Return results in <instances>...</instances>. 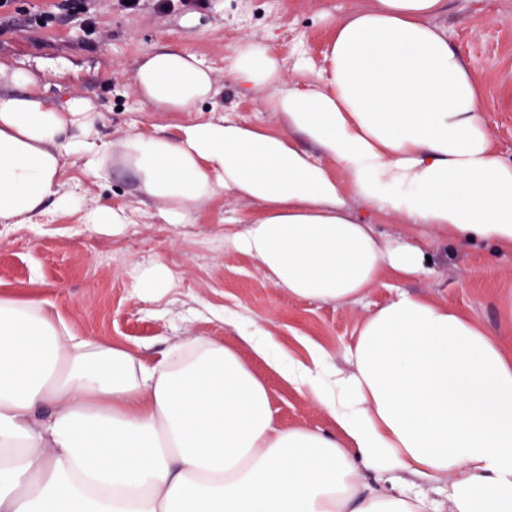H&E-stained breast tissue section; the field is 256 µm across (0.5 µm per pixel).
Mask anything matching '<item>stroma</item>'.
I'll list each match as a JSON object with an SVG mask.
<instances>
[{
  "label": "stroma",
  "instance_id": "1",
  "mask_svg": "<svg viewBox=\"0 0 512 512\" xmlns=\"http://www.w3.org/2000/svg\"><path fill=\"white\" fill-rule=\"evenodd\" d=\"M61 2L11 0L0 11V63L30 70L55 105L75 94L88 99L100 114L97 129L106 142L157 126L173 134L194 116L274 125L259 101L239 93L227 75L236 42L244 36L270 40L292 80L300 60L322 64L337 17L365 0H171L165 9L142 0L135 11L118 0H78L67 9ZM190 11L198 21L188 28L182 19ZM43 13L48 22H39ZM438 23L483 87L481 110L497 149L512 158V0H446ZM171 44L214 70L219 93L196 113L150 111L134 91L138 64ZM62 183L78 199L77 210L62 214L48 201L30 223L0 224V294L48 302L76 333L148 361L194 336L232 343L224 324L228 312L269 331L298 355L306 338L341 348L396 286L383 279L354 307L293 298L253 259L225 250L224 226L248 217L244 202L220 196L188 223L172 225L144 201L134 175L120 163L96 177L82 160L67 156ZM103 204L124 208L127 222L120 232L87 222L86 213ZM427 247L432 271L408 282V289L456 305L512 342V254L488 246L459 249L433 238ZM153 259L171 268L176 287L161 301L145 302L134 294L136 269ZM238 352L266 381L277 421L331 429L328 416L304 393L246 346Z\"/></svg>",
  "mask_w": 512,
  "mask_h": 512
}]
</instances>
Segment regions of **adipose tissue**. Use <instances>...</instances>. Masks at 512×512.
I'll use <instances>...</instances> for the list:
<instances>
[{
	"mask_svg": "<svg viewBox=\"0 0 512 512\" xmlns=\"http://www.w3.org/2000/svg\"><path fill=\"white\" fill-rule=\"evenodd\" d=\"M445 8L367 0L337 17L323 65L294 82L269 42L241 37L228 74L273 129L211 118L104 143L84 97L52 105L31 72L0 64V224L48 201L72 211V154L96 176L119 159L168 224L222 194L248 203L224 246L295 298L353 306L383 277L425 274L416 225L512 253V159L436 22ZM134 88L155 112L218 93L212 69L177 46L149 54ZM357 201L403 218L401 234L363 221ZM172 284L163 261L139 265V299ZM228 323L333 432L276 423L236 346L196 336L148 363L74 335L47 302L1 296L0 512H512V346L456 306L397 289L336 366L318 343L297 360L266 330Z\"/></svg>",
	"mask_w": 512,
	"mask_h": 512,
	"instance_id": "obj_1",
	"label": "adipose tissue"
}]
</instances>
